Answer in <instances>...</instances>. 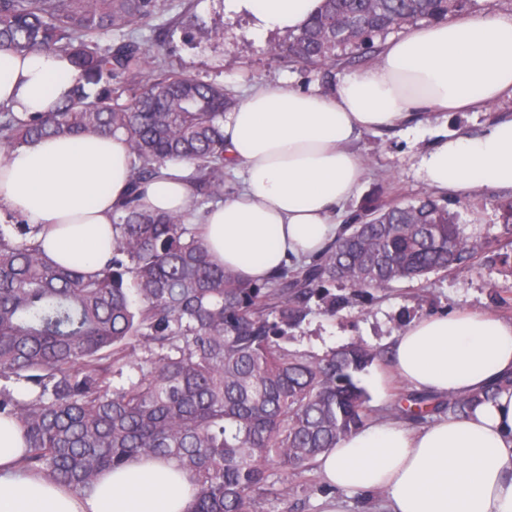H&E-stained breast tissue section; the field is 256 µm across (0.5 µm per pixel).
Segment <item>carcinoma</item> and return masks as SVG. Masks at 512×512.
<instances>
[{
  "label": "carcinoma",
  "mask_w": 512,
  "mask_h": 512,
  "mask_svg": "<svg viewBox=\"0 0 512 512\" xmlns=\"http://www.w3.org/2000/svg\"><path fill=\"white\" fill-rule=\"evenodd\" d=\"M472 0H324L321 12L288 33L291 58L336 65L341 53L364 61L375 39L420 20L466 13ZM171 0H0V49L67 55L97 86L78 85L50 112L0 111V150L50 135L123 133L133 172L116 222L112 259L93 276L45 258L24 224L17 241L0 228V377L31 386L20 398L0 388V418L28 439L26 466L83 489L134 456L172 461L197 487L188 512H253L272 490L270 466L308 471L320 454L369 418L355 375L376 353L351 344L322 357L283 343L313 298L328 311L345 297L392 281L420 280L465 267L482 245L468 239L438 200L377 206L366 222L309 262L257 283L214 264L182 216L140 208L145 184L169 161L194 165L193 199L224 198V86L165 68L140 31ZM111 32L115 41L99 44ZM149 368L127 388L112 379L135 349ZM494 391L465 398L406 392L390 413L419 422L448 410L465 415Z\"/></svg>",
  "instance_id": "1"
}]
</instances>
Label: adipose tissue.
I'll return each instance as SVG.
<instances>
[{
    "label": "adipose tissue",
    "instance_id": "ef3b65f1",
    "mask_svg": "<svg viewBox=\"0 0 512 512\" xmlns=\"http://www.w3.org/2000/svg\"><path fill=\"white\" fill-rule=\"evenodd\" d=\"M322 0H224L256 34L298 31ZM60 52L0 51V108L46 112L83 83ZM512 96V20L493 13L432 23L387 42L379 61L340 79L331 93L284 85L249 91L224 115V147L242 184L222 204L190 208L188 163H167L145 188L142 209L201 225L214 261L261 282L322 251L342 232L337 210L359 191L366 167L354 148L366 131L403 126L416 110L468 112ZM417 173L441 195L482 187L512 190V115L478 135L445 136ZM131 156L123 135L47 137L0 152V218L36 231L44 254L92 274L112 257ZM392 368L412 391L493 399L462 418L433 416L412 427L374 420L319 455L331 494H379L378 512H512V319L458 310L414 321L393 338ZM27 442L0 418V512H187L196 493L173 464L132 458L74 491L26 471Z\"/></svg>",
    "mask_w": 512,
    "mask_h": 512
}]
</instances>
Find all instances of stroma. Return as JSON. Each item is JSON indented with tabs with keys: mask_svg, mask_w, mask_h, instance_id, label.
<instances>
[{
	"mask_svg": "<svg viewBox=\"0 0 512 512\" xmlns=\"http://www.w3.org/2000/svg\"><path fill=\"white\" fill-rule=\"evenodd\" d=\"M172 15L165 40L157 47L165 66L222 84L237 100L245 89L261 84L328 91L357 69L353 63L319 70L291 62L284 49L286 33L253 34L248 19L225 15L224 0H184ZM503 114H512L511 97L476 112L432 115L417 137L398 127L362 134L355 147L368 173L338 223L352 224L368 208L404 204L428 194L415 165L436 136L460 129L475 134ZM449 210L465 234L485 243L472 267L432 273L420 281L397 280L384 290L350 296L333 315L322 302L311 300L305 319L288 340V350L321 356L354 342L364 344L380 355L359 375L368 388L375 373L390 368L392 337L414 320L464 309L512 318V266L499 259L512 250V191L485 187L466 192L453 197ZM271 480L287 482V496L257 497L254 512H323L327 489L316 472L287 473L275 467Z\"/></svg>",
	"mask_w": 512,
	"mask_h": 512,
	"instance_id": "1",
	"label": "stroma"
}]
</instances>
